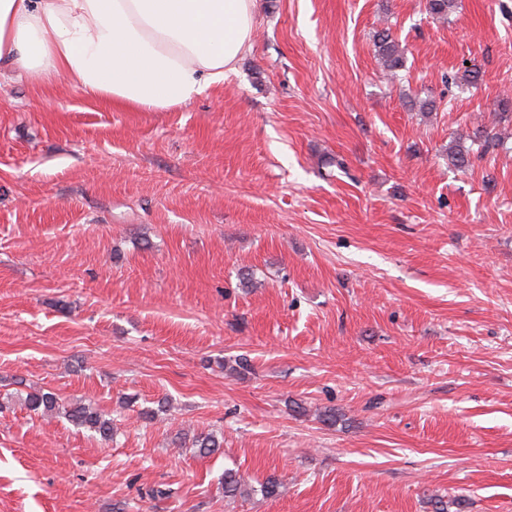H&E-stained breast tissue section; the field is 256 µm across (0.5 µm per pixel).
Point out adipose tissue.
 Here are the masks:
<instances>
[{
    "label": "adipose tissue",
    "mask_w": 512,
    "mask_h": 512,
    "mask_svg": "<svg viewBox=\"0 0 512 512\" xmlns=\"http://www.w3.org/2000/svg\"><path fill=\"white\" fill-rule=\"evenodd\" d=\"M256 16L257 0H0V69L173 110L223 83Z\"/></svg>",
    "instance_id": "adipose-tissue-1"
}]
</instances>
